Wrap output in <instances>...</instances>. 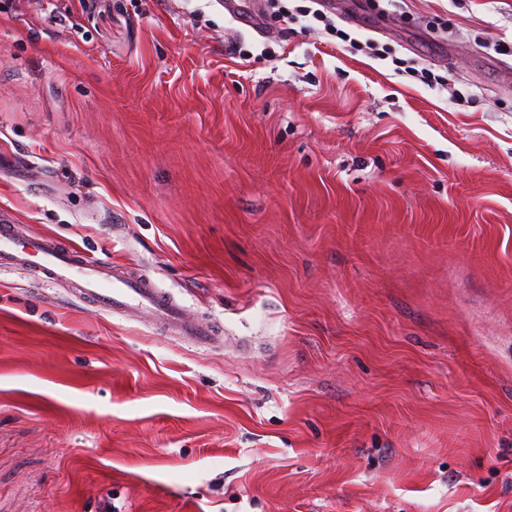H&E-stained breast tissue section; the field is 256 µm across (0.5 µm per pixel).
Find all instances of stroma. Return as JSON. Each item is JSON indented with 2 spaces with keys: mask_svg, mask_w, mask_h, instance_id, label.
I'll return each mask as SVG.
<instances>
[{
  "mask_svg": "<svg viewBox=\"0 0 512 512\" xmlns=\"http://www.w3.org/2000/svg\"><path fill=\"white\" fill-rule=\"evenodd\" d=\"M224 2L0 0V226L219 332L0 268V512H512V0Z\"/></svg>",
  "mask_w": 512,
  "mask_h": 512,
  "instance_id": "35a3bbf8",
  "label": "stroma"
}]
</instances>
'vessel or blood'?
<instances>
[{"mask_svg":"<svg viewBox=\"0 0 512 512\" xmlns=\"http://www.w3.org/2000/svg\"><path fill=\"white\" fill-rule=\"evenodd\" d=\"M34 264L46 278L67 281L72 292L105 311L123 309L149 318L167 334L205 346L214 342L212 326L188 319L173 299L138 273L112 269L106 262L74 254L56 240L22 235L14 228H0V266Z\"/></svg>","mask_w":512,"mask_h":512,"instance_id":"b4317fda","label":"vessel or blood"}]
</instances>
